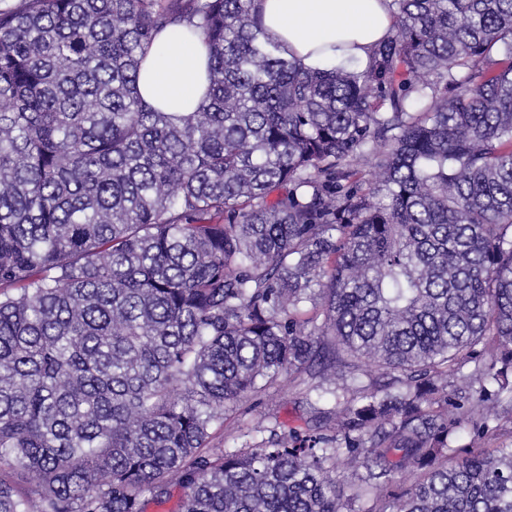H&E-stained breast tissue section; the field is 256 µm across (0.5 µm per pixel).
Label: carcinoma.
I'll use <instances>...</instances> for the list:
<instances>
[{"mask_svg":"<svg viewBox=\"0 0 512 512\" xmlns=\"http://www.w3.org/2000/svg\"><path fill=\"white\" fill-rule=\"evenodd\" d=\"M391 11L312 69L255 0L0 8V512H512V0ZM165 29L193 112L138 93ZM330 372L314 432L210 446ZM208 50L199 38L174 40L168 31L149 50L137 82L141 98L164 112H193L207 88ZM307 382L306 375L295 381L281 380L265 393L229 405L224 412V430H215L213 443L235 448L245 439L242 434L255 427L272 426L275 422L288 425L297 416H311L310 402L323 409L335 406L333 395L319 398L318 391H308Z\"/></svg>","mask_w":512,"mask_h":512,"instance_id":"carcinoma-1","label":"carcinoma"}]
</instances>
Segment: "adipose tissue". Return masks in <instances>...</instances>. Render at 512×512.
Returning <instances> with one entry per match:
<instances>
[{
    "mask_svg": "<svg viewBox=\"0 0 512 512\" xmlns=\"http://www.w3.org/2000/svg\"><path fill=\"white\" fill-rule=\"evenodd\" d=\"M390 0H258L269 36L309 67L327 61L365 65L372 45L389 35ZM208 50L199 38L158 36L137 82L141 98L165 112H191L207 88Z\"/></svg>",
    "mask_w": 512,
    "mask_h": 512,
    "instance_id": "1",
    "label": "adipose tissue"
}]
</instances>
